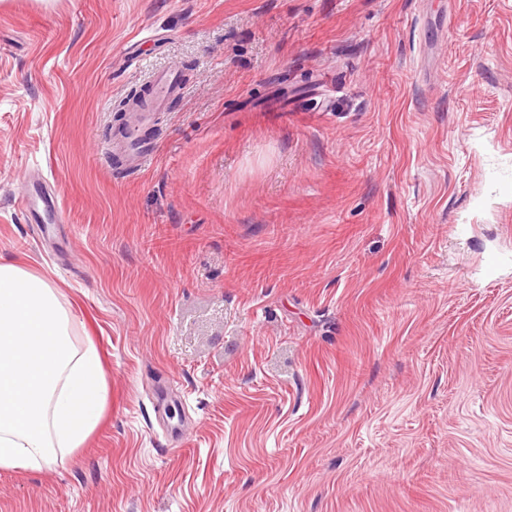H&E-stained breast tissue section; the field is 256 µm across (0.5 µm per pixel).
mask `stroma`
I'll return each instance as SVG.
<instances>
[{
	"label": "stroma",
	"mask_w": 512,
	"mask_h": 512,
	"mask_svg": "<svg viewBox=\"0 0 512 512\" xmlns=\"http://www.w3.org/2000/svg\"><path fill=\"white\" fill-rule=\"evenodd\" d=\"M0 258L109 389L0 512H512V0H0ZM147 91L150 98V108L144 112H139L138 116L141 125H145L149 120V113L156 112L174 96L182 92V85L176 70H167L158 73L150 81ZM40 203L42 207H40ZM18 205L27 217V223L45 224V215L51 213L58 220L61 206L58 198L46 193L43 186L29 179L18 194Z\"/></svg>",
	"instance_id": "1"
}]
</instances>
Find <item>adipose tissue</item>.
Listing matches in <instances>:
<instances>
[{"label": "adipose tissue", "mask_w": 512, "mask_h": 512, "mask_svg": "<svg viewBox=\"0 0 512 512\" xmlns=\"http://www.w3.org/2000/svg\"><path fill=\"white\" fill-rule=\"evenodd\" d=\"M72 321L49 281L0 262V470L54 469L102 419L101 358L75 344Z\"/></svg>", "instance_id": "1"}]
</instances>
